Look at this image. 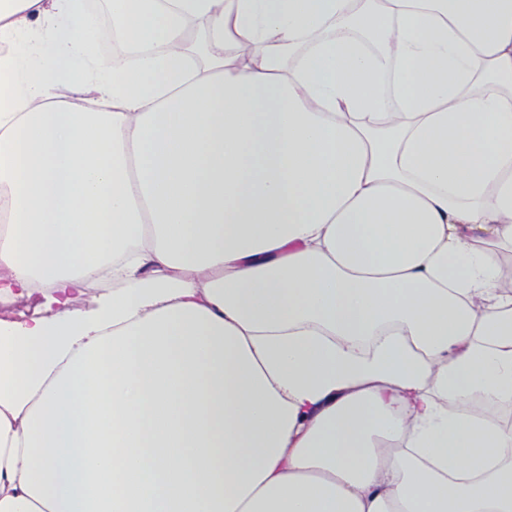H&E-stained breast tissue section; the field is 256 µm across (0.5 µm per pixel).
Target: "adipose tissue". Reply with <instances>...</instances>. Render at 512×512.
I'll use <instances>...</instances> for the list:
<instances>
[{"label":"adipose tissue","instance_id":"obj_1","mask_svg":"<svg viewBox=\"0 0 512 512\" xmlns=\"http://www.w3.org/2000/svg\"><path fill=\"white\" fill-rule=\"evenodd\" d=\"M109 7L0 0V512H512V0Z\"/></svg>","mask_w":512,"mask_h":512}]
</instances>
